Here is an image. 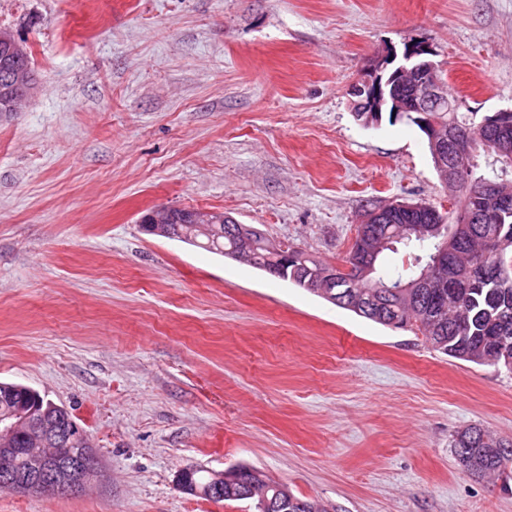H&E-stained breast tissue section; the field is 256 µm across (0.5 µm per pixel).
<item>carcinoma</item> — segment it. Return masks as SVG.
<instances>
[{
    "mask_svg": "<svg viewBox=\"0 0 512 512\" xmlns=\"http://www.w3.org/2000/svg\"><path fill=\"white\" fill-rule=\"evenodd\" d=\"M404 116L415 124L425 138L438 134L445 139L463 136L475 131L476 116L456 113L457 125L448 126V106L435 112H410ZM491 172L482 170L480 163L456 189V209L443 214L444 223L465 221L466 230L461 237L448 244V267L431 273L434 283L452 281L448 288H407L399 295L384 296L388 288L399 283L409 284L420 277L428 267L432 254L441 246L437 238L415 239L406 236L390 241V246L376 256L374 270L361 281L347 280L327 287L328 279L316 276L326 270L323 263L311 254L276 242L266 237L257 239L252 258L247 264L266 271L281 280L304 288L343 309L393 329H413L421 332L437 351L452 358L477 365H503L512 370V203L506 207L487 202L480 194L478 183L485 179L501 181L504 174L512 175V165L496 169L488 162ZM408 250L409 263L402 270L391 271L384 263L386 252L395 253L398 246ZM286 247L293 253L288 266L275 268L277 250ZM199 247L216 252L223 248L224 256L233 257L239 250L238 239L220 235L212 240L200 238ZM49 410L57 427L74 420L65 407L43 397L36 399L29 388L13 383L0 385V415L8 408L14 412H27L32 407ZM34 446L33 433L22 430L7 444L17 449V466L24 471L28 460L25 449ZM452 447L459 466L478 477H503L512 472V440L495 436L471 425L456 432ZM509 448L511 452L504 453ZM310 505L303 512H329L319 500L309 501L294 494L275 492L266 484L249 488L236 481L224 483V500H250L255 512H268L264 499L273 495Z\"/></svg>",
    "mask_w": 512,
    "mask_h": 512,
    "instance_id": "cac0c4a2",
    "label": "carcinoma"
}]
</instances>
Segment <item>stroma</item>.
I'll return each mask as SVG.
<instances>
[{
	"label": "stroma",
	"instance_id": "1",
	"mask_svg": "<svg viewBox=\"0 0 512 512\" xmlns=\"http://www.w3.org/2000/svg\"><path fill=\"white\" fill-rule=\"evenodd\" d=\"M0 28L37 80L0 112V381L101 461L0 512H254L176 484L240 465L331 512H512L451 446L512 438V373L140 224L223 212L338 264L371 206L450 210L418 128L348 90L423 41L461 111L512 109V0H0ZM396 58V51L390 55L387 54L380 65L366 72L360 80L352 85L350 94L358 98L357 101L351 100L352 105L356 107L354 114L357 120H364L365 123L374 125L376 123L374 117H378V112H381L378 121L382 118L383 107L387 103L384 85L386 86L390 82V80H387L383 84L382 71L388 64H392ZM359 112H363L362 115H365V118L361 117ZM0 415L3 414V410L5 406L3 405L4 396L8 397V408L14 412H27L32 407H38L40 410L49 409V413L52 418L55 420V424L57 427H64L70 424V421L78 424L70 411H68L65 407L56 405L49 401V399L45 398V396L41 397V404L38 402L37 394L34 391L30 392V388L13 384V383H2L0 382ZM36 397H34L32 394ZM79 425V424H78ZM75 425L74 430L77 433V436H82L86 438V434L81 430V428Z\"/></svg>",
	"mask_w": 512,
	"mask_h": 512
}]
</instances>
